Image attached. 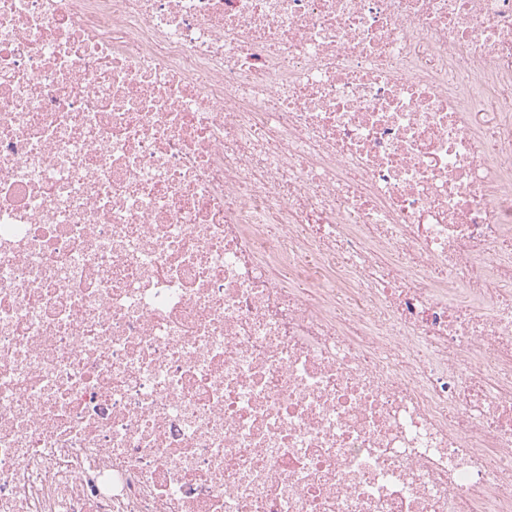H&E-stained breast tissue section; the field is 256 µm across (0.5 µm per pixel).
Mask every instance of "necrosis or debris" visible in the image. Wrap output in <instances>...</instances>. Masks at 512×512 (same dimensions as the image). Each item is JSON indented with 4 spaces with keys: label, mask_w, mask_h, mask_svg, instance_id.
Returning <instances> with one entry per match:
<instances>
[{
    "label": "necrosis or debris",
    "mask_w": 512,
    "mask_h": 512,
    "mask_svg": "<svg viewBox=\"0 0 512 512\" xmlns=\"http://www.w3.org/2000/svg\"><path fill=\"white\" fill-rule=\"evenodd\" d=\"M0 512H512V0H0Z\"/></svg>",
    "instance_id": "4bbe7bcc"
}]
</instances>
